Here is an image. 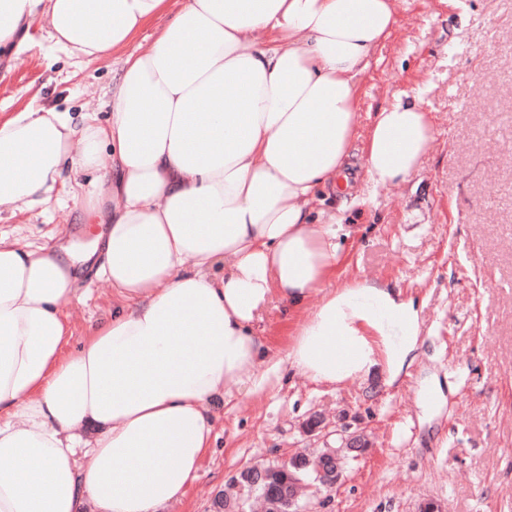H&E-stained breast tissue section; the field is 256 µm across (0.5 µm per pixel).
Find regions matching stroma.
<instances>
[{"instance_id": "35a3bbf8", "label": "stroma", "mask_w": 512, "mask_h": 512, "mask_svg": "<svg viewBox=\"0 0 512 512\" xmlns=\"http://www.w3.org/2000/svg\"><path fill=\"white\" fill-rule=\"evenodd\" d=\"M164 23L154 19L88 64L34 20L26 41L0 54V118L36 102L105 122L122 61L146 51ZM418 86L431 147L405 184L346 212L363 232L343 243L337 268L338 281L379 279L420 303L418 360L392 387L378 377L320 386L283 369L264 390L225 398L197 479L164 512H212L243 469L320 450L322 439L302 425L341 413L373 446L345 463L334 488L310 496L312 512H418L428 502L443 512H512V0H396V23L360 82L361 126ZM96 230L76 223L62 195L38 210L0 212L1 234L36 245L52 239L81 252ZM76 276L63 309L73 347L114 301L89 266L77 265ZM432 377L442 392L426 410L418 391Z\"/></svg>"}]
</instances>
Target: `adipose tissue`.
Returning <instances> with one entry per match:
<instances>
[{
	"instance_id": "adipose-tissue-1",
	"label": "adipose tissue",
	"mask_w": 512,
	"mask_h": 512,
	"mask_svg": "<svg viewBox=\"0 0 512 512\" xmlns=\"http://www.w3.org/2000/svg\"><path fill=\"white\" fill-rule=\"evenodd\" d=\"M169 4L0 0V49L39 16L89 64L167 18L123 60L106 125L35 103L0 122V208H32L95 167L73 207L106 224L86 255L0 237V512H160L197 479L216 404L264 389L260 363L391 386L418 357L415 301L337 282L355 229L312 207L340 194L356 140L374 189L405 183L429 149L419 87L358 131L359 78L395 0ZM259 31L269 44L251 46ZM86 261L118 303L69 351L61 308ZM275 301L292 325L280 353L253 329Z\"/></svg>"
}]
</instances>
